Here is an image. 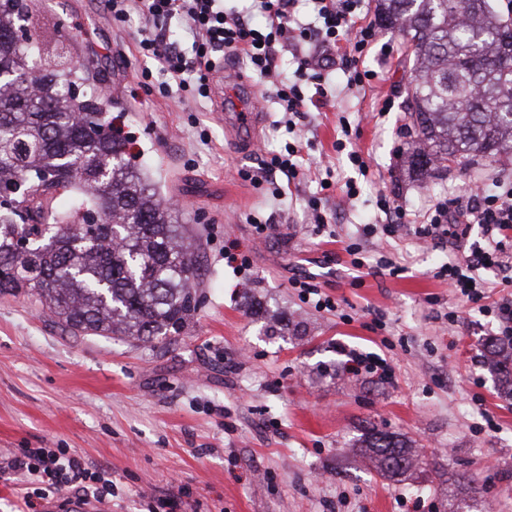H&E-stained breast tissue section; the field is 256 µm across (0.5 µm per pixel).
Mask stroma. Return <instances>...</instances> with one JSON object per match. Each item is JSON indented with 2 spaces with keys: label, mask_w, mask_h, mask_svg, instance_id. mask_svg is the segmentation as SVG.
Instances as JSON below:
<instances>
[{
  "label": "stroma",
  "mask_w": 512,
  "mask_h": 512,
  "mask_svg": "<svg viewBox=\"0 0 512 512\" xmlns=\"http://www.w3.org/2000/svg\"><path fill=\"white\" fill-rule=\"evenodd\" d=\"M143 25L113 24L105 0H45L35 16L40 38L76 35L78 53L94 61L113 126L201 257V304L177 342L141 343L73 334L30 297L0 295V456L67 449L115 484L102 512H162L169 498L178 512H403L406 500L419 512H512V399L485 349L496 321L476 311L448 321L460 304L436 276L447 249L409 236L376 246L358 233L384 222L380 195L417 214L473 180L494 187L512 162L467 158L423 181L402 172L409 67L405 41L386 28L377 42L391 53L363 62L375 79L351 88L333 71L327 106L294 116L291 130L266 86L225 61L262 115L252 150L216 100L138 85ZM387 99L393 109L378 117ZM345 123L367 174L335 149ZM296 138L307 174L283 199L241 178ZM327 168L359 194L330 196L320 232L308 201ZM253 216L274 224L268 239H257ZM228 241L248 254L249 271L225 262ZM355 242L370 268L357 285L346 251ZM383 255L404 265L401 276L375 272ZM310 274L338 313L300 301L290 281ZM377 317L385 330H371ZM346 348L385 357L394 383L345 374ZM369 426L405 437L420 467L382 475L358 446Z\"/></svg>",
  "instance_id": "stroma-1"
}]
</instances>
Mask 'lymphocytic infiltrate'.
I'll use <instances>...</instances> for the list:
<instances>
[{
    "instance_id": "obj_1",
    "label": "lymphocytic infiltrate",
    "mask_w": 512,
    "mask_h": 512,
    "mask_svg": "<svg viewBox=\"0 0 512 512\" xmlns=\"http://www.w3.org/2000/svg\"><path fill=\"white\" fill-rule=\"evenodd\" d=\"M250 2L252 10L264 17L263 27L227 11L224 0H107V7L117 23L135 14L144 19L138 51L150 64L142 68L140 78L146 82L162 75L158 88L163 95L175 86L195 99L210 97L227 56L244 62L254 80L269 83L271 98L293 115L311 105L327 104L331 71L348 72L349 85H362L364 74L358 64L375 40L372 26L359 23L366 0H312L316 23L307 27L294 19L295 0ZM175 21L190 37L181 46L168 37ZM289 46L296 49L298 75L315 88L312 95H304L297 84L273 79L279 51ZM301 152V144H294L285 153L264 158L261 171L245 170L241 176L258 186L275 173L293 181L301 173ZM496 187L492 194L475 190L437 200L416 218L389 199H381L385 224L363 225L360 235L380 233L394 238L406 229L420 240L456 245L457 255L439 267L437 276L466 306L487 313L490 310L483 303L486 272L498 273L502 285L512 286V177L499 179ZM474 224L480 227L481 238L472 242L468 235ZM0 474L26 477V487L18 491L24 512H40L41 500L52 494H77L84 505L112 493L111 479L90 471L63 448L19 449L0 460Z\"/></svg>"
}]
</instances>
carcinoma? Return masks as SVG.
<instances>
[{"instance_id": "1", "label": "carcinoma", "mask_w": 512, "mask_h": 512, "mask_svg": "<svg viewBox=\"0 0 512 512\" xmlns=\"http://www.w3.org/2000/svg\"><path fill=\"white\" fill-rule=\"evenodd\" d=\"M41 0H0V295L26 294L64 327L175 342L197 310L199 256L126 144L102 138L108 103L93 61L51 62L30 25ZM413 57L404 167L426 179L472 157L512 160V15L492 0H377ZM384 475L416 466L400 436L364 434Z\"/></svg>"}]
</instances>
